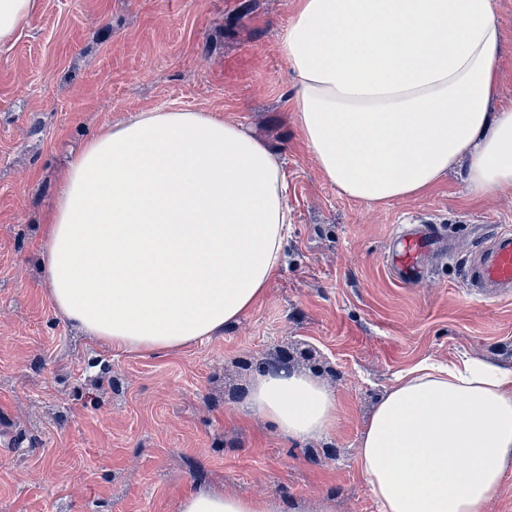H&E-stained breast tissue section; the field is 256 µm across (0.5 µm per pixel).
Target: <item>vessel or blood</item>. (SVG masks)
<instances>
[{"instance_id":"vessel-or-blood-1","label":"vessel or blood","mask_w":512,"mask_h":512,"mask_svg":"<svg viewBox=\"0 0 512 512\" xmlns=\"http://www.w3.org/2000/svg\"><path fill=\"white\" fill-rule=\"evenodd\" d=\"M454 240L443 224H417L394 232L387 263L395 279L405 285H421L429 276L426 257L450 253ZM473 295L493 302L512 293V227L500 226L487 248L466 271Z\"/></svg>"}]
</instances>
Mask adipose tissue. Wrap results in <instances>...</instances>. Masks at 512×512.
I'll use <instances>...</instances> for the list:
<instances>
[{
    "label": "adipose tissue",
    "mask_w": 512,
    "mask_h": 512,
    "mask_svg": "<svg viewBox=\"0 0 512 512\" xmlns=\"http://www.w3.org/2000/svg\"><path fill=\"white\" fill-rule=\"evenodd\" d=\"M494 0H300L280 49L303 140L337 194L418 197L457 165L474 197L512 188V106L493 107ZM283 163L241 125L156 110L68 162L41 270L67 321L120 352L211 338L278 274L290 222ZM240 411L292 441L336 427L316 378L258 376ZM378 512H486L512 471V369L464 358L399 374L360 440ZM177 512H286L276 496L189 492Z\"/></svg>",
    "instance_id": "ef3b65f1"
}]
</instances>
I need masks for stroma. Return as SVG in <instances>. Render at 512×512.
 Wrapping results in <instances>:
<instances>
[{
    "mask_svg": "<svg viewBox=\"0 0 512 512\" xmlns=\"http://www.w3.org/2000/svg\"><path fill=\"white\" fill-rule=\"evenodd\" d=\"M298 0H41L0 46V512H176L190 491L279 496L296 512H377L360 436L397 374L468 356L512 369V297L474 300L465 267L512 225V189L476 198L461 172L427 194L339 196L311 158L280 42ZM497 101L512 103V0ZM242 124L281 158L291 223L262 299L218 336L170 354L118 353L73 328L38 265L70 153L157 109ZM448 225L456 255L419 288L381 262L399 224ZM318 378L333 433L291 442L240 414L261 367Z\"/></svg>",
    "mask_w": 512,
    "mask_h": 512,
    "instance_id": "35a3bbf8",
    "label": "stroma"
}]
</instances>
